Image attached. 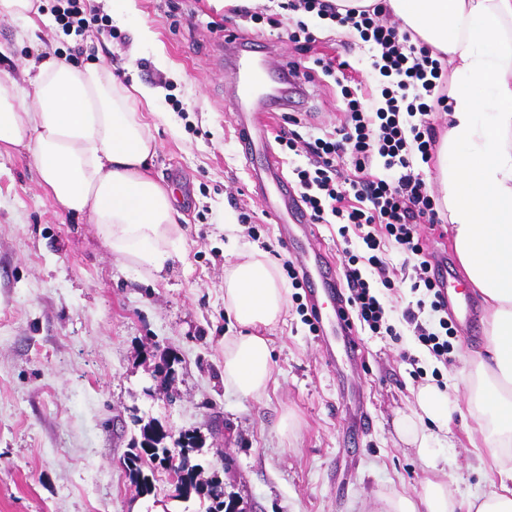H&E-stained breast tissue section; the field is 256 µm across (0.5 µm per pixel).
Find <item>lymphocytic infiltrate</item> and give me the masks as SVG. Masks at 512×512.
Masks as SVG:
<instances>
[{"label":"lymphocytic infiltrate","mask_w":512,"mask_h":512,"mask_svg":"<svg viewBox=\"0 0 512 512\" xmlns=\"http://www.w3.org/2000/svg\"><path fill=\"white\" fill-rule=\"evenodd\" d=\"M285 10L297 19L284 28L289 42L316 41L307 20L315 17L354 29L369 46V66L379 76L377 91H368L350 73L341 56L316 57L304 79L322 74L340 90L344 119L321 135H300V120L288 116V129L275 140L282 151L305 156L306 165L291 169L292 183L311 223L338 227L345 311L354 325L374 335L396 336L386 320L379 289L395 286L396 274L384 260L394 246L411 267L410 289L419 299L403 318L413 324L419 343L439 362L453 350L456 328L448 305L434 281L435 264L420 235V225H434L438 213L424 179L413 160L429 162L436 147L432 112L448 100L444 69L424 44L413 42L410 31L389 21L381 7L339 14L333 0H286ZM55 21L64 33L89 31L112 34L107 17L88 15L85 0H60ZM381 158V173H373L374 158ZM438 317L430 327L422 311Z\"/></svg>","instance_id":"lymphocytic-infiltrate-1"}]
</instances>
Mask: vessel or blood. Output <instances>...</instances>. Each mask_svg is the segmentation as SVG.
Returning <instances> with one entry per match:
<instances>
[{
    "label": "vessel or blood",
    "instance_id": "vessel-or-blood-1",
    "mask_svg": "<svg viewBox=\"0 0 512 512\" xmlns=\"http://www.w3.org/2000/svg\"><path fill=\"white\" fill-rule=\"evenodd\" d=\"M228 57L237 88L235 107L241 151L255 167L256 186L264 198L267 213L281 227L286 251L307 275L309 299L318 312L319 341L328 359H335L341 353L347 360H354L359 343L354 327L348 326L340 316L341 288L336 268L326 254L313 246L314 227L300 208L294 188L283 177L265 135L269 112L301 106L303 92L295 86L289 94L280 97L261 95V88L287 74L286 64L269 58L263 64H256L255 50L250 46L231 51ZM436 271L455 321L476 328L478 306L466 293L460 292L447 259L438 260Z\"/></svg>",
    "mask_w": 512,
    "mask_h": 512
}]
</instances>
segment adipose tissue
Wrapping results in <instances>:
<instances>
[{
  "label": "adipose tissue",
  "mask_w": 512,
  "mask_h": 512,
  "mask_svg": "<svg viewBox=\"0 0 512 512\" xmlns=\"http://www.w3.org/2000/svg\"><path fill=\"white\" fill-rule=\"evenodd\" d=\"M382 4L433 53L451 77L448 131L436 179L467 280L484 297L485 343L467 356L463 382H427L411 414L396 423L418 453L447 439L467 404L494 473L466 512H512V0H336L339 10ZM31 93L0 69V152L25 154L62 213L94 224L112 255L148 274L182 261L174 193L153 177L157 143L139 102L153 89H128L110 68L74 64L42 49L29 66ZM277 264L254 250L224 267V308L240 325L224 344V380L244 397L263 396L273 377L262 331L286 313ZM380 512H456L443 474L416 495L382 496Z\"/></svg>",
  "instance_id": "1"
}]
</instances>
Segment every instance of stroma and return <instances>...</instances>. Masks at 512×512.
Returning a JSON list of instances; mask_svg holds the SVG:
<instances>
[{"mask_svg":"<svg viewBox=\"0 0 512 512\" xmlns=\"http://www.w3.org/2000/svg\"><path fill=\"white\" fill-rule=\"evenodd\" d=\"M40 2L39 41L93 48L124 85L157 90L166 117L149 120L158 144L151 172L179 192L184 259L153 276L127 266L94 225L59 213L27 157L0 156V512H205L208 500L176 497L162 467L143 468L151 494H139L129 478L124 457L152 419L173 436L200 437L192 460L201 480L219 479L242 512H378L382 495L418 491L433 464L458 499L488 490L469 414L455 415L451 443L424 458L395 431L433 370L462 377L466 354L484 343L458 331L448 366L439 367L402 318L418 299L409 283L381 295L398 339L359 331L356 363L327 366L292 300L283 323L267 332L274 381L266 395L244 398L225 385L224 343L239 331L224 310L227 255L258 249L279 264L288 258L236 140L224 61V34L237 28L232 7L134 0L127 15L97 0L114 30L98 37L65 35L53 0ZM141 20L154 38L138 47L133 28ZM310 25L318 37L311 54H342L356 80L374 85L354 30ZM19 32L0 21L9 48L0 68L18 75L39 43ZM306 90V131L333 129L335 88L316 79ZM171 355L179 364L167 388L156 367ZM416 366L422 375H413ZM358 388L370 426L351 437L346 411ZM286 411L296 427L285 436Z\"/></svg>","mask_w":512,"mask_h":512,"instance_id":"obj_1","label":"stroma"}]
</instances>
